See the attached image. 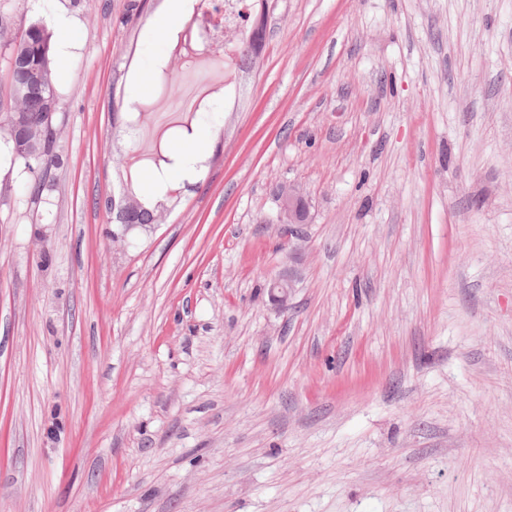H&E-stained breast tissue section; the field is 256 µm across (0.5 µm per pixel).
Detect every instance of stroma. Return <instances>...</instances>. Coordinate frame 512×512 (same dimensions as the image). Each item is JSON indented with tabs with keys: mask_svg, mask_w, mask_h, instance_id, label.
<instances>
[{
	"mask_svg": "<svg viewBox=\"0 0 512 512\" xmlns=\"http://www.w3.org/2000/svg\"><path fill=\"white\" fill-rule=\"evenodd\" d=\"M135 2L0 0L70 44L40 192L0 159V512H512V0H267L243 68ZM164 73L192 182L134 175ZM277 201L279 224L288 226V234L291 235L298 224L309 223V205L299 188L290 185L282 188ZM139 207L140 203L136 199L127 196L124 197L119 204L116 213V221L118 224L125 227L126 232L130 229V227L127 226L128 224H153V211L144 206L141 209H139ZM131 212L133 213L128 217L126 224H124L126 216Z\"/></svg>",
	"mask_w": 512,
	"mask_h": 512,
	"instance_id": "obj_1",
	"label": "stroma"
}]
</instances>
